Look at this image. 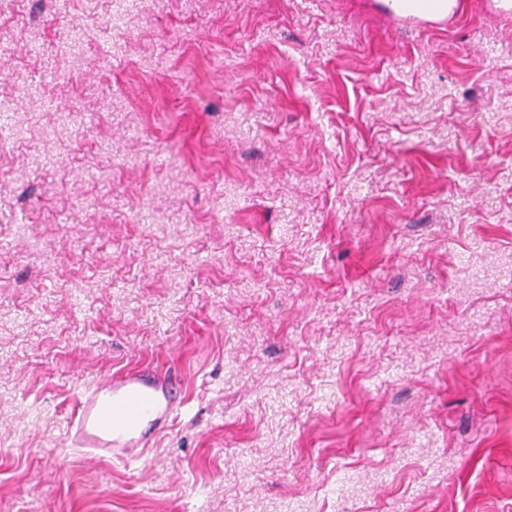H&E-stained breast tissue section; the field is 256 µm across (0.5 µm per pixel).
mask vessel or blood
<instances>
[{"mask_svg": "<svg viewBox=\"0 0 512 512\" xmlns=\"http://www.w3.org/2000/svg\"><path fill=\"white\" fill-rule=\"evenodd\" d=\"M366 8L396 31H450L470 8L512 21V0H366ZM176 371L137 364L98 378L80 393L68 439L91 458L139 461L186 406Z\"/></svg>", "mask_w": 512, "mask_h": 512, "instance_id": "b4317fda", "label": "vessel or blood"}]
</instances>
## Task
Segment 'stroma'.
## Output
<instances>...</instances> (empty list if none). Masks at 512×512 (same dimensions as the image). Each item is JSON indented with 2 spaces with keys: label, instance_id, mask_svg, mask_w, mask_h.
I'll use <instances>...</instances> for the list:
<instances>
[{
  "label": "stroma",
  "instance_id": "stroma-1",
  "mask_svg": "<svg viewBox=\"0 0 512 512\" xmlns=\"http://www.w3.org/2000/svg\"><path fill=\"white\" fill-rule=\"evenodd\" d=\"M0 114V512H512V22L0 0ZM183 382L149 363L98 378L76 401L70 446L95 459L139 461L185 408Z\"/></svg>",
  "mask_w": 512,
  "mask_h": 512
}]
</instances>
